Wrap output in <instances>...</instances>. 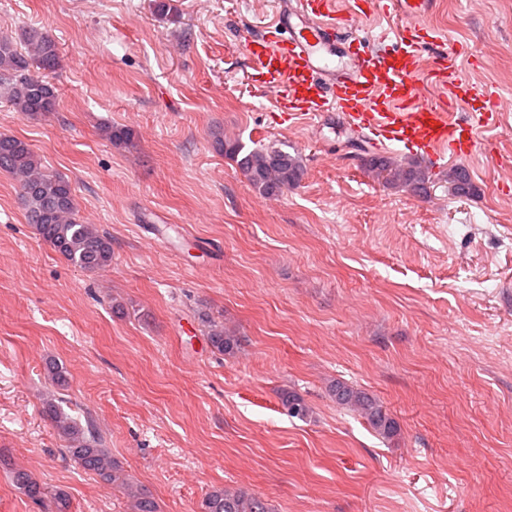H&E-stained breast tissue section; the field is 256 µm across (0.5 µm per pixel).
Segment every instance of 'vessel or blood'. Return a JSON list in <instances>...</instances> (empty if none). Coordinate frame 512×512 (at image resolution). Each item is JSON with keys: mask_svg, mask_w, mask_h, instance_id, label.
<instances>
[{"mask_svg": "<svg viewBox=\"0 0 512 512\" xmlns=\"http://www.w3.org/2000/svg\"><path fill=\"white\" fill-rule=\"evenodd\" d=\"M432 4L385 0L398 23L372 45L350 31L338 0H281L274 24L245 44L252 79L290 117L341 113L371 147L469 156L479 132L500 121L498 95L462 77L452 57L423 67V53L440 39L428 23Z\"/></svg>", "mask_w": 512, "mask_h": 512, "instance_id": "b4317fda", "label": "vessel or blood"}]
</instances>
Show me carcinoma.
Returning a JSON list of instances; mask_svg holds the SVG:
<instances>
[{
  "label": "carcinoma",
  "instance_id": "cac0c4a2",
  "mask_svg": "<svg viewBox=\"0 0 512 512\" xmlns=\"http://www.w3.org/2000/svg\"><path fill=\"white\" fill-rule=\"evenodd\" d=\"M60 66L59 48L43 26L24 28L18 37L0 35V99L22 115L37 116L56 110L58 94L46 79V73ZM218 149L236 162L249 183L263 196H270L297 185L303 168L297 155L278 146H260L249 152L237 143L217 140ZM368 173L412 194L427 192L431 173L413 159L398 160L381 154L366 159ZM0 170L10 174L19 185L20 199L27 223L68 263L96 272L112 264V239L94 224H85L78 215L74 188L63 175L42 168L31 146L9 134H0ZM450 191L456 197L476 192L468 172L456 168L448 173ZM211 346L221 354L234 352L236 337L224 331L220 323L206 319ZM336 401L358 412L370 427L384 437L399 430L398 422L384 406L369 394L343 383L331 387ZM288 416L304 419L310 407L304 398L288 394L283 399ZM44 413L66 443L67 452L85 470L106 482H121L133 498L134 512H158L153 498L121 478L118 466L92 423L80 425L54 401L44 404ZM13 483L36 506L47 512H70L68 495L58 491L47 494L45 487L28 471L15 468ZM202 512H271L264 499L226 488L212 490L202 503Z\"/></svg>",
  "mask_w": 512,
  "mask_h": 512
}]
</instances>
